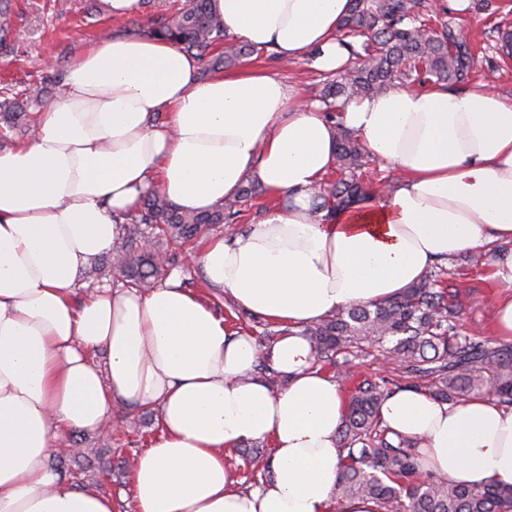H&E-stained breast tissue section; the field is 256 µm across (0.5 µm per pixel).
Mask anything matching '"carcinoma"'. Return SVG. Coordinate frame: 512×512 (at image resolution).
Returning <instances> with one entry per match:
<instances>
[{"mask_svg": "<svg viewBox=\"0 0 512 512\" xmlns=\"http://www.w3.org/2000/svg\"><path fill=\"white\" fill-rule=\"evenodd\" d=\"M443 9L445 4L436 0H349L339 41L352 62L336 71L320 93L333 122L336 159L335 178L324 181L314 196L318 219L324 221L371 195L362 181L369 151L343 126L338 99L376 94L397 82L457 88L481 70L482 60L468 37L439 17ZM9 14L7 0H0V43L17 35ZM149 34L205 61L200 70L204 77L259 54L249 44L225 42L213 0H186L154 21ZM48 105L38 95L6 97L0 101V128L33 132L36 122L29 119L30 112ZM259 189V183L248 180L234 198L200 212L183 210L151 192L123 216L126 239L91 272L120 277L141 290L154 288L176 266L169 246L192 244L216 224L238 223L242 206ZM447 275L451 272L437 262L395 296L343 306L303 328L317 360L336 368L341 378L355 377L356 360L367 349L390 355L402 372L393 388L385 379L364 380L348 396L339 431V499H371L379 512H512V484H450L421 469L417 441L393 439L380 423V406L403 388L452 403L488 395L512 409V345L494 346L464 327L456 294L445 285ZM240 454L260 476L270 474V458L261 448L244 447Z\"/></svg>", "mask_w": 512, "mask_h": 512, "instance_id": "carcinoma-1", "label": "carcinoma"}]
</instances>
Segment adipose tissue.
<instances>
[{
	"mask_svg": "<svg viewBox=\"0 0 512 512\" xmlns=\"http://www.w3.org/2000/svg\"><path fill=\"white\" fill-rule=\"evenodd\" d=\"M227 36L329 73L348 0H213ZM196 57L152 36H113L67 67L37 133L0 150V512H114L110 496L61 482L49 459L72 429L117 406L155 408L160 433L132 473L136 512H328L345 399L303 328L388 298L429 266L512 242V101L484 89L393 87L341 114L399 174L385 194L311 218L335 161L332 127L300 87L260 68L200 78ZM259 181L280 205L198 262L237 306L290 327L273 345L230 330L179 274L144 293L75 302L124 214L159 191L204 211ZM105 351L104 364L93 361ZM267 363L287 380L276 391ZM418 439L424 471L460 485L512 483V409L414 389L379 409ZM272 440L271 476L245 492L224 452Z\"/></svg>",
	"mask_w": 512,
	"mask_h": 512,
	"instance_id": "adipose-tissue-1",
	"label": "adipose tissue"
}]
</instances>
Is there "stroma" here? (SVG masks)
Returning a JSON list of instances; mask_svg holds the SVG:
<instances>
[{"mask_svg":"<svg viewBox=\"0 0 512 512\" xmlns=\"http://www.w3.org/2000/svg\"><path fill=\"white\" fill-rule=\"evenodd\" d=\"M183 0H140L138 14L115 18L107 14L102 0H11V19L22 37L0 49V91L8 94L43 93L58 97L68 63L87 47L100 41L102 31L138 37L147 33L153 20L180 7ZM493 8L483 11L467 4L463 11H449L448 22L468 31L478 50L484 51L496 68L491 78H479L473 85L512 98V57H504L500 32L512 30V0H492ZM244 66L261 67L287 82L304 87L317 98L325 74L305 64H284L274 56L244 59ZM455 269L453 281L459 292L462 319L473 333L490 337L493 308L502 282L492 278L489 267L468 265L465 254L449 259ZM124 410H113L112 427L105 433L81 432L83 457L65 478L67 484L88 488L113 499L115 512H132L131 480L134 462L149 448L158 432V412L142 410L141 423L129 429Z\"/></svg>","mask_w":512,"mask_h":512,"instance_id":"obj_1","label":"stroma"}]
</instances>
